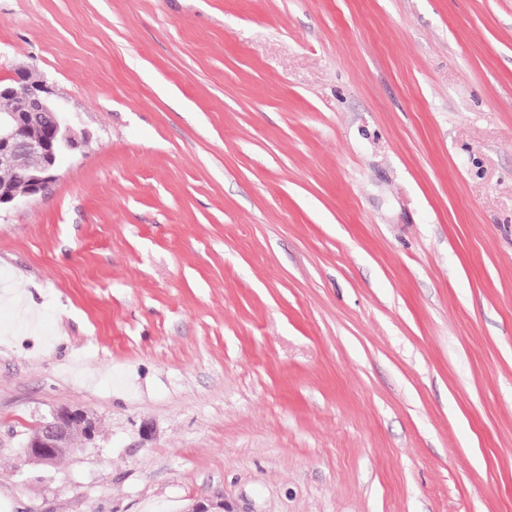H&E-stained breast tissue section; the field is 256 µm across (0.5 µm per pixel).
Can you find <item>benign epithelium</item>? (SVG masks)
Wrapping results in <instances>:
<instances>
[{"mask_svg":"<svg viewBox=\"0 0 512 512\" xmlns=\"http://www.w3.org/2000/svg\"><path fill=\"white\" fill-rule=\"evenodd\" d=\"M0 96L14 100L12 110L0 113V167L21 174L20 185L0 184V209L15 205L21 198L39 193L56 179L59 161L77 148L75 116L52 97L51 89L26 70L11 82L0 84ZM40 158L30 167L27 160ZM97 421L85 410L61 408L42 417L33 427L24 446L28 458L53 466L57 450L80 434L90 440ZM184 512H233L224 500H199Z\"/></svg>","mask_w":512,"mask_h":512,"instance_id":"benign-epithelium-1","label":"benign epithelium"}]
</instances>
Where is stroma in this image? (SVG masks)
<instances>
[{
  "label": "stroma",
  "mask_w": 512,
  "mask_h": 512,
  "mask_svg": "<svg viewBox=\"0 0 512 512\" xmlns=\"http://www.w3.org/2000/svg\"><path fill=\"white\" fill-rule=\"evenodd\" d=\"M22 69L0 512H512V0H0ZM0 211L15 205L22 197L39 193L56 179L59 161L77 148L75 116L52 97L51 89L20 70L10 83L0 84ZM15 104V106H14ZM55 112L62 113L60 117ZM33 129L39 135L31 134ZM40 158L39 165L30 167V157ZM97 428V421L85 410L58 409L35 424L23 448L24 453L34 463L54 466L58 448L59 457L67 448L64 446L70 444L74 436L80 434L90 440L95 436Z\"/></svg>",
  "instance_id": "stroma-1"
}]
</instances>
